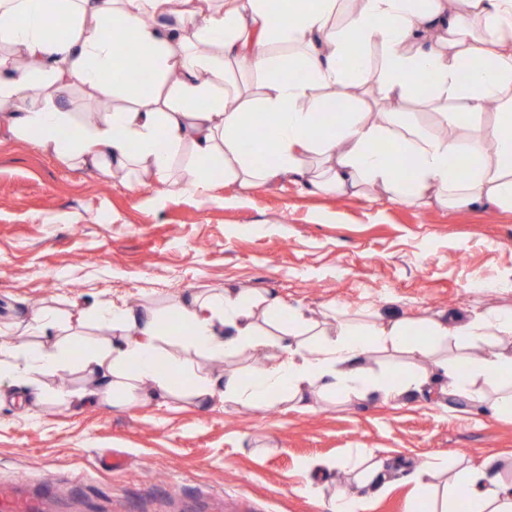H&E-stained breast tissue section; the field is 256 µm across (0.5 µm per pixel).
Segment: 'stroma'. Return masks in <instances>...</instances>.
<instances>
[{
  "mask_svg": "<svg viewBox=\"0 0 512 512\" xmlns=\"http://www.w3.org/2000/svg\"><path fill=\"white\" fill-rule=\"evenodd\" d=\"M183 177L104 179L0 129V327L42 307L60 336L108 337L90 316L99 301L163 312L189 289L271 291L317 318L330 304L351 316L371 305L413 318L512 310L511 210L324 195L286 177L188 194ZM357 448L389 464L447 459L442 489L490 458L512 474V420L428 392L310 409L181 397L0 405V486L34 495L52 481L45 512H325L336 488L357 491L355 474L305 464ZM113 452L123 465L103 466Z\"/></svg>",
  "mask_w": 512,
  "mask_h": 512,
  "instance_id": "stroma-1",
  "label": "stroma"
}]
</instances>
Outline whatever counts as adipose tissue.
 Listing matches in <instances>:
<instances>
[{
    "label": "adipose tissue",
    "instance_id": "1",
    "mask_svg": "<svg viewBox=\"0 0 512 512\" xmlns=\"http://www.w3.org/2000/svg\"><path fill=\"white\" fill-rule=\"evenodd\" d=\"M338 0H0V127L36 137L47 151L109 177L144 172L167 180L182 157L184 191L227 179L242 188L281 177L327 194L432 201L451 209L512 208V0H360L335 21ZM288 48L280 56L276 47ZM382 52L373 65L371 47ZM151 76L139 78L143 55ZM77 82L102 108L83 123L58 88ZM366 86L375 101L426 94L434 127L409 112L373 119L346 94ZM496 100L493 123L484 104ZM250 149L240 132L256 117ZM458 170H451L449 160ZM109 338L72 336L24 353L0 342V381L76 368L92 375L86 402L117 395L164 401L182 394L214 403L308 407L310 397L398 402L414 390L512 417V355L444 356L443 348L512 335V312L415 319L395 311L367 321L340 318L334 330L265 292L189 293L175 309L95 307ZM190 330L195 351L233 358L277 347L262 367L215 378L198 372L171 343ZM406 354L375 373L365 358ZM431 357L415 368L414 357ZM435 468L401 463L412 483L408 512H512V480L494 463L440 490Z\"/></svg>",
    "mask_w": 512,
    "mask_h": 512
}]
</instances>
